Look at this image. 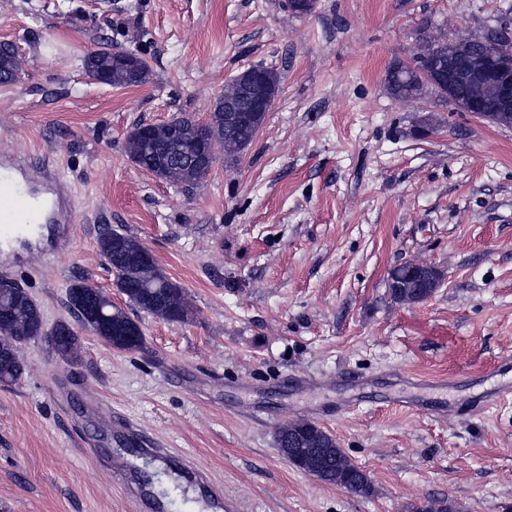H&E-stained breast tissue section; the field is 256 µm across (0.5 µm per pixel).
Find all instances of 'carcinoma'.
<instances>
[{"label": "carcinoma", "mask_w": 512, "mask_h": 512, "mask_svg": "<svg viewBox=\"0 0 512 512\" xmlns=\"http://www.w3.org/2000/svg\"><path fill=\"white\" fill-rule=\"evenodd\" d=\"M423 46L428 54L435 56L448 52V38L430 35L423 38ZM16 62L7 52L0 51V84L13 82ZM100 66L110 70L112 86L126 88L143 85L151 79L147 63L137 55H129L122 50L93 52L84 57V70ZM385 84L390 96L398 101H409L420 97L425 86L414 71L403 61L396 62L385 75ZM255 95L254 83L245 72H240L224 87V92L216 99L210 120L200 125L189 118L179 117L175 124L182 128L183 140L193 143L203 137L209 148L220 143L224 149V161H237L246 147L255 139L259 125L255 123L227 124L221 105L229 102L240 110L250 107ZM162 135L160 127L135 125L125 140V154L139 168L153 174L160 180L176 186H193L207 177L209 165H192L173 160L163 164L154 147L153 135ZM100 253L114 274L115 285L126 286L127 300L135 308L163 321L186 322L193 315V305L186 289L172 282L157 263L142 265L135 259L134 251L141 243L134 237L112 230L101 232L97 239ZM82 296L83 304L97 309L107 316L114 314L127 316L123 309L114 307L109 295L102 289L77 279L68 288L70 307H76L77 296ZM45 335L41 310L36 302L23 290L13 289L0 293V382L13 383L21 379L26 364L21 356V348L28 342ZM52 344L57 355L65 361H75L79 357L80 339L72 332V326L60 322L52 332ZM311 453L318 455L317 470L313 476L320 481L359 494L373 492L370 475L353 463L335 439L324 430H319L317 440L312 444ZM412 512H460V505L446 498L423 499L412 506Z\"/></svg>", "instance_id": "carcinoma-1"}]
</instances>
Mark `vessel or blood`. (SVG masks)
Here are the masks:
<instances>
[{
  "mask_svg": "<svg viewBox=\"0 0 512 512\" xmlns=\"http://www.w3.org/2000/svg\"><path fill=\"white\" fill-rule=\"evenodd\" d=\"M71 213L68 192L57 168L40 159L16 153H0V265L9 266L18 244L37 239L48 223H68ZM103 427L122 434L129 455H164L165 443L142 431L129 420L102 416ZM115 479L123 482L127 495L146 512H168L164 498L145 484H129L126 462L112 466Z\"/></svg>",
  "mask_w": 512,
  "mask_h": 512,
  "instance_id": "obj_1",
  "label": "vessel or blood"
}]
</instances>
